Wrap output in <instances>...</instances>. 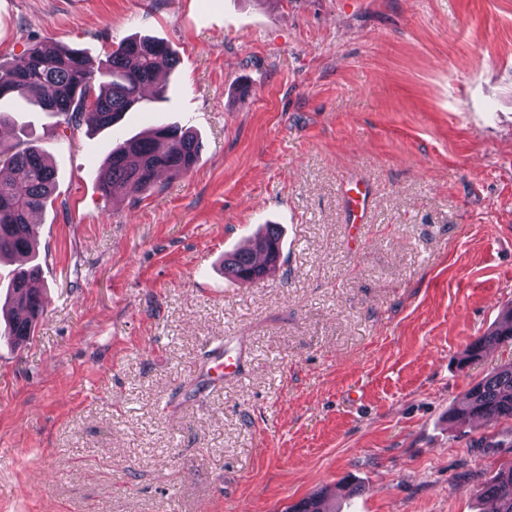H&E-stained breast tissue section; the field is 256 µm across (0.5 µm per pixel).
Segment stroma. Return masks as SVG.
Returning <instances> with one entry per match:
<instances>
[{"label":"stroma","instance_id":"35a3bbf8","mask_svg":"<svg viewBox=\"0 0 512 512\" xmlns=\"http://www.w3.org/2000/svg\"><path fill=\"white\" fill-rule=\"evenodd\" d=\"M166 42L164 98L72 132L14 108L49 157L44 311L0 342V512H490L512 420L450 411L512 362L468 346L512 308V0H0V61ZM190 127L181 177L106 196L115 143ZM370 189L351 228L349 178ZM277 271L224 257L262 225ZM245 342L233 379L212 343ZM256 252L265 253L267 264L256 262L251 252H235L224 259V272L240 284H251L274 271L280 258V232L275 224H265L254 245Z\"/></svg>","mask_w":512,"mask_h":512}]
</instances>
